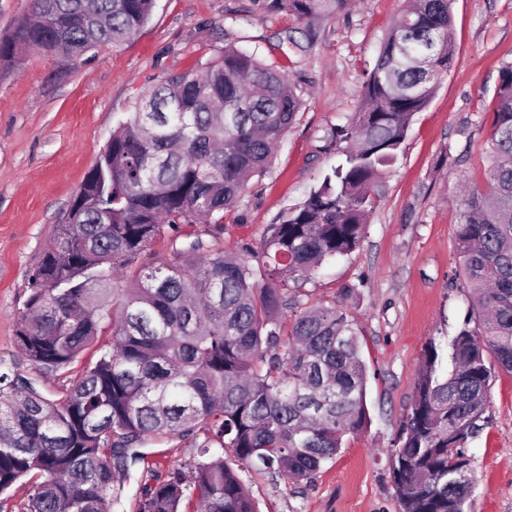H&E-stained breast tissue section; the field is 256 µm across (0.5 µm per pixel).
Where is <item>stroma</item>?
<instances>
[{"instance_id": "stroma-1", "label": "stroma", "mask_w": 512, "mask_h": 512, "mask_svg": "<svg viewBox=\"0 0 512 512\" xmlns=\"http://www.w3.org/2000/svg\"><path fill=\"white\" fill-rule=\"evenodd\" d=\"M403 7L404 0H350L300 22L258 0H156L148 23L122 45L102 46L75 65L30 51L0 72V370L18 369L58 396L95 360L89 349L57 373H40L18 353V317L56 224L138 95L229 44L286 75L302 106L270 171L225 211L219 236L207 224L182 228L225 252L257 255L267 226L341 160L332 130L353 119L365 71ZM451 14L456 61L382 176L360 247L287 282L297 309L333 306L352 320L371 425L345 436L336 459L311 481L240 469L260 512H401L387 450L427 344L446 345L468 315L456 244L461 190L486 185L500 70L512 65V0H452ZM287 34L296 40L288 48L279 43ZM487 414L467 448L475 475L470 512H512V374L494 371ZM152 449L153 472L138 466L122 475L115 512H136L145 485L197 452L180 437Z\"/></svg>"}]
</instances>
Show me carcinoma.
<instances>
[{
    "instance_id": "obj_1",
    "label": "carcinoma",
    "mask_w": 512,
    "mask_h": 512,
    "mask_svg": "<svg viewBox=\"0 0 512 512\" xmlns=\"http://www.w3.org/2000/svg\"><path fill=\"white\" fill-rule=\"evenodd\" d=\"M450 0H410L366 71L362 105L335 131L344 159L267 227L263 261L181 233L223 230L266 173L301 100L255 54L226 46L139 96L86 175L31 274L21 357L41 373L99 357L57 399L0 373V495L28 479L27 512H114L115 474L150 468L148 443L197 440L200 458L143 488L137 512H257L240 465L309 481L371 422L366 366L347 314L297 311L284 285L361 242L379 180L454 62ZM347 0H267L304 22ZM155 0H32L0 38V66L29 50L75 63L129 39ZM487 189L461 199L456 240L471 298L447 352L429 345L389 449L402 512H467V445L489 422L494 367L512 372V66L502 69ZM168 235L175 258L139 262ZM493 357L496 364L488 362Z\"/></svg>"
}]
</instances>
